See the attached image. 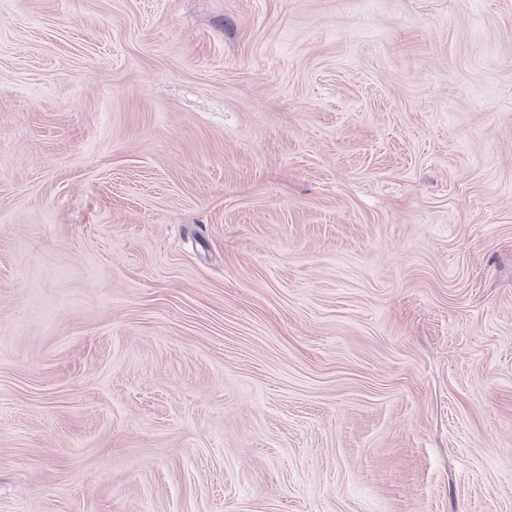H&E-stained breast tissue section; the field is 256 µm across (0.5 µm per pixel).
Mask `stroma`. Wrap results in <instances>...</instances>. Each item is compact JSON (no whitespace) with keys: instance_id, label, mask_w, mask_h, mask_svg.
<instances>
[{"instance_id":"1","label":"stroma","mask_w":512,"mask_h":512,"mask_svg":"<svg viewBox=\"0 0 512 512\" xmlns=\"http://www.w3.org/2000/svg\"><path fill=\"white\" fill-rule=\"evenodd\" d=\"M0 512H512V0H0Z\"/></svg>"}]
</instances>
